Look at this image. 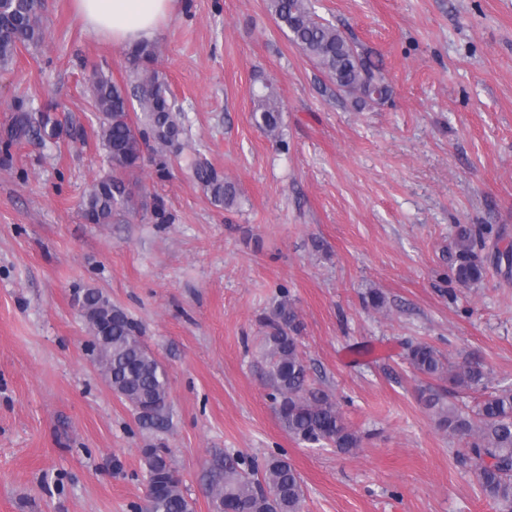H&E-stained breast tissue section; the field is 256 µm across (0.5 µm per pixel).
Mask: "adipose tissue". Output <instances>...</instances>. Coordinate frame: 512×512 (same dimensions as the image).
<instances>
[{"mask_svg":"<svg viewBox=\"0 0 512 512\" xmlns=\"http://www.w3.org/2000/svg\"><path fill=\"white\" fill-rule=\"evenodd\" d=\"M77 14L95 34L131 48L154 40L173 13L175 0H73Z\"/></svg>","mask_w":512,"mask_h":512,"instance_id":"1","label":"adipose tissue"}]
</instances>
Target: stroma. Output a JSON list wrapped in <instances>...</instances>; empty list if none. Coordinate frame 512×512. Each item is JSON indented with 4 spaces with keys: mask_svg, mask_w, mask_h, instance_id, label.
<instances>
[{
    "mask_svg": "<svg viewBox=\"0 0 512 512\" xmlns=\"http://www.w3.org/2000/svg\"><path fill=\"white\" fill-rule=\"evenodd\" d=\"M378 53L389 100L326 90L267 0H176L157 69L184 109L183 153L146 152L142 207L88 223L110 169L87 78L128 79L126 50L49 0L38 47L0 68V129L16 104L56 108L79 136L0 146V512H141L143 451L169 449L196 512H213L215 452L286 455L303 512H498L464 441L438 429L407 342L512 386V0H312ZM272 87L279 139L252 113ZM235 183L215 203L185 166ZM484 228L482 281L454 276L457 225ZM90 288L141 328L170 385L167 428L141 425L89 352L74 302ZM381 292L376 310L364 298ZM288 299L314 386L361 438L296 442L262 375L264 319Z\"/></svg>",
    "mask_w": 512,
    "mask_h": 512,
    "instance_id": "1",
    "label": "stroma"
}]
</instances>
